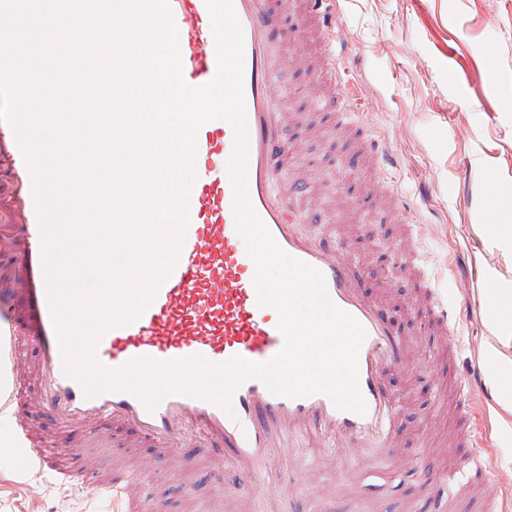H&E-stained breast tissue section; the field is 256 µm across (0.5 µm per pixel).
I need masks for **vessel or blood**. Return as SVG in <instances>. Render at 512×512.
<instances>
[{
  "mask_svg": "<svg viewBox=\"0 0 512 512\" xmlns=\"http://www.w3.org/2000/svg\"><path fill=\"white\" fill-rule=\"evenodd\" d=\"M243 32V96L248 121L247 188L253 207L278 246L318 269L332 302L351 314L366 330L358 357V381L366 412L357 415L335 408L324 395L288 399L270 393L259 381L244 382L233 394V414L188 396L165 398L147 409L127 392H106L86 398L78 382L63 372V358L52 312L43 286L42 241L32 191V177L19 145L11 147L10 178L23 199L27 221L21 225L23 247L16 260L23 269L20 294L36 301V327L29 338L40 355L37 391L32 407L56 426H83L97 431L112 420L150 439L155 451L174 462L175 475L195 470L206 460L222 491L243 501L271 498L269 481L273 454L289 456L295 440L308 438L332 446L331 466L351 470L354 441L391 455L400 433L394 401L385 375L390 364L406 358L397 328L380 304L364 290L361 272L340 250L314 236L299 214L300 186L283 183L280 164L289 150L281 122L284 103L272 91V81L283 57L273 39L278 19L268 0H233ZM179 33L183 76L198 87L210 82L217 70L212 23L205 0H170ZM234 132L224 121H211L197 134L196 170L199 188L189 199V226L176 267L158 288L149 307L134 322L107 330L97 352L102 365L117 369L130 360L149 357L171 361L193 355L220 364L239 356L252 362L272 359L283 346L278 314L257 304L255 265L242 249L233 210L234 191L227 171ZM420 279L427 295L426 333L433 343L454 346L455 325L428 274ZM22 333L14 309L0 306V396L18 390L16 346ZM471 386H456L458 415L454 446L466 473L463 481L444 484L426 476L423 487L434 498L437 512H448L455 500H480L482 512H503L504 495L491 475L492 456L476 457L478 437L470 426ZM13 439L23 448L20 464L33 450L27 409L14 413ZM232 479H225V471ZM109 497L133 500L131 479L98 482Z\"/></svg>",
  "mask_w": 512,
  "mask_h": 512,
  "instance_id": "obj_1",
  "label": "vessel or blood"
}]
</instances>
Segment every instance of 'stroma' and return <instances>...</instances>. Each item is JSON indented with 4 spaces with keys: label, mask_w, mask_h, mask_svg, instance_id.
<instances>
[{
    "label": "stroma",
    "mask_w": 512,
    "mask_h": 512,
    "mask_svg": "<svg viewBox=\"0 0 512 512\" xmlns=\"http://www.w3.org/2000/svg\"><path fill=\"white\" fill-rule=\"evenodd\" d=\"M283 18L276 31L307 71L283 64L274 90L288 102L281 115L296 145L283 178H301L300 210L328 244L345 249L360 267L368 294L387 315L420 321L425 299L416 276L395 264L416 243L436 279L453 286L460 316L457 368L466 379L484 377L492 402L475 393L473 426L493 441L495 475L512 496V411L502 406L497 373H479L474 348H487L491 330L480 316L491 307L488 288L512 293V239L494 234L491 217L512 220V0H335L342 105L313 62L321 43L308 20L307 0H272ZM355 112L369 138L390 153L383 168L362 157L358 141L336 129L337 111ZM0 155V304L18 303L22 269L13 254L22 245L21 202ZM408 210L395 217L389 195ZM404 363L386 377L402 429L397 456L375 460L351 478L323 463L324 448L271 479L294 512H307L313 484L333 492L320 512H430L422 479L457 465L448 439L453 410L448 379L439 369L448 351L404 334ZM10 407L0 405V512H133L108 502L83 480L43 484L31 493L8 441ZM31 424L39 445L55 460L94 455L102 475L127 464L136 483L159 498L165 512H238L236 500L216 491L210 475H173L172 463L153 462V445L120 425L114 444L101 446L81 430Z\"/></svg>",
    "instance_id": "stroma-1"
}]
</instances>
